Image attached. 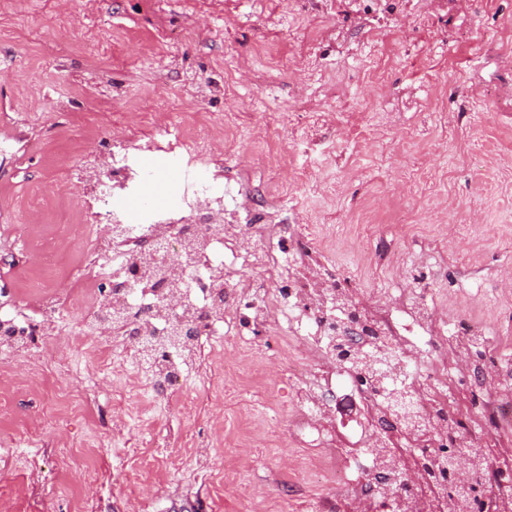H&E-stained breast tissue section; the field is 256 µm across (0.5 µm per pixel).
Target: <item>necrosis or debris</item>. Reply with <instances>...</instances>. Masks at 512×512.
Returning a JSON list of instances; mask_svg holds the SVG:
<instances>
[{
  "mask_svg": "<svg viewBox=\"0 0 512 512\" xmlns=\"http://www.w3.org/2000/svg\"><path fill=\"white\" fill-rule=\"evenodd\" d=\"M191 206L209 214L210 222L187 226L146 215L134 221L106 208L91 212L89 223L75 225L83 243L77 262L65 264L57 244L45 246L27 313L16 311L24 296L15 291L11 308L0 306V363L44 345L47 330L99 352L97 368L108 372L113 360L100 352L107 334L131 361L149 362L153 391L171 397L180 391L186 370L199 361L204 342L236 335L239 303L251 298L253 327L289 330L304 344V359L288 368L296 382V437L329 452L344 501L363 504L365 512H381L390 480L401 469L397 439L439 464L445 460L442 447L459 439L453 403L438 388L448 375L446 362L436 361L420 376L418 358L433 349L471 356L473 348L486 343L485 333L471 325L456 327L440 342L428 339L419 345L385 327L377 312L363 310L359 321H351L352 297L307 276H295L296 286L289 290L233 280L222 269L228 251L253 267L289 273L286 253L275 247L287 225L225 223L224 200L206 184L197 188ZM64 270L73 288L63 295L48 290ZM340 332L352 338L356 361L371 365L373 385L362 384L351 366L337 361ZM393 380L406 382L413 393L415 424L398 423L384 400L383 386ZM342 389L361 405L362 424L350 437L336 432ZM473 499L450 498L448 487L425 473L414 493L392 499L390 509L474 512Z\"/></svg>",
  "mask_w": 512,
  "mask_h": 512,
  "instance_id": "1",
  "label": "necrosis or debris"
}]
</instances>
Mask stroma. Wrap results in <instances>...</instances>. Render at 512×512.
I'll list each match as a JSON object with an SVG mask.
<instances>
[{
  "instance_id": "stroma-1",
  "label": "stroma",
  "mask_w": 512,
  "mask_h": 512,
  "mask_svg": "<svg viewBox=\"0 0 512 512\" xmlns=\"http://www.w3.org/2000/svg\"><path fill=\"white\" fill-rule=\"evenodd\" d=\"M0 234L25 240L95 205L93 173L128 142L152 215L189 220L201 177L160 136L170 114L224 164L242 223L295 227L287 254L376 301L420 289L432 332L482 326L512 365V0H0ZM79 173L83 182L68 180ZM37 190L40 212L20 217ZM278 329L240 328L185 379L192 406L149 397L143 367L111 374L57 338L30 373L0 366V512H312L331 493L298 447ZM238 365L233 375L221 367Z\"/></svg>"
}]
</instances>
